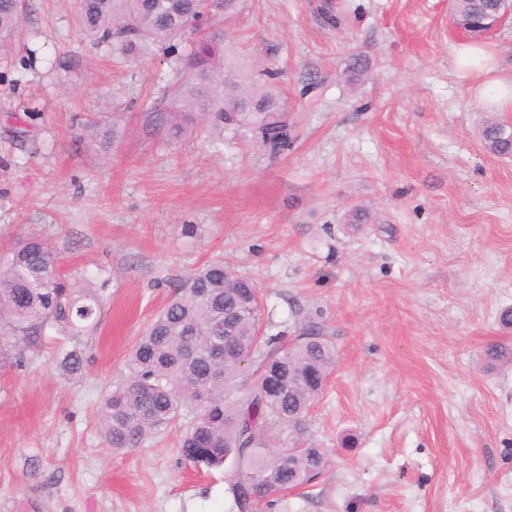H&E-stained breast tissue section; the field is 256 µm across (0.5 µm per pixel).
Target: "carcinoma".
I'll return each mask as SVG.
<instances>
[{
	"label": "carcinoma",
	"mask_w": 512,
	"mask_h": 512,
	"mask_svg": "<svg viewBox=\"0 0 512 512\" xmlns=\"http://www.w3.org/2000/svg\"><path fill=\"white\" fill-rule=\"evenodd\" d=\"M210 0H75L80 36L95 47L122 39L127 47L158 46L177 51L190 21L210 10ZM504 0H451L455 24L478 42L488 23L504 15ZM23 0H0V52L22 33ZM184 75L173 90L172 107L154 115L168 136L222 139L227 129L243 130L272 155L291 146L287 102L267 74L244 75L224 54V39L205 35L183 59ZM370 58L351 55L343 70L356 86L368 74ZM255 104L261 112L224 116V100ZM81 136L107 149L113 130L90 120ZM487 149L512 154V127L493 116L481 130ZM109 278L72 281L59 271V257L47 243L28 237L12 246L0 266V339L17 349L35 346L48 329L76 339L97 325ZM254 283L212 260L181 281L138 337L129 359L130 376L106 393L100 434L115 452L137 448L154 432L193 412L179 452L188 462L210 468L237 460L230 492L238 512H251L273 494L311 484L320 475L325 450L306 445V417L336 368L334 346L303 331L289 343L257 335L261 327ZM235 311L231 352L224 353V313ZM486 357L512 364V345L487 347ZM256 366V378L239 395V377Z\"/></svg>",
	"instance_id": "cac0c4a2"
}]
</instances>
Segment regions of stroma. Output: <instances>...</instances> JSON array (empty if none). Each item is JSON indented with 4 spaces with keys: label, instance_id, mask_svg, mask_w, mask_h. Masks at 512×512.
<instances>
[{
    "label": "stroma",
    "instance_id": "stroma-1",
    "mask_svg": "<svg viewBox=\"0 0 512 512\" xmlns=\"http://www.w3.org/2000/svg\"><path fill=\"white\" fill-rule=\"evenodd\" d=\"M209 24L276 75L287 152L169 140L152 115L173 57L91 47L74 0H30L0 59V256L35 235L64 274L110 277L76 342L0 361V512H237L224 471L180 455L182 424L121 453L98 429L140 334L213 259L253 281L266 334L336 349L306 421L324 472L265 512H512V364L485 357L512 344V157L478 134L494 86L456 70L448 0H235ZM357 52L373 69L352 87ZM91 119L112 122L108 151L80 140ZM355 205L370 223H347Z\"/></svg>",
    "mask_w": 512,
    "mask_h": 512
}]
</instances>
